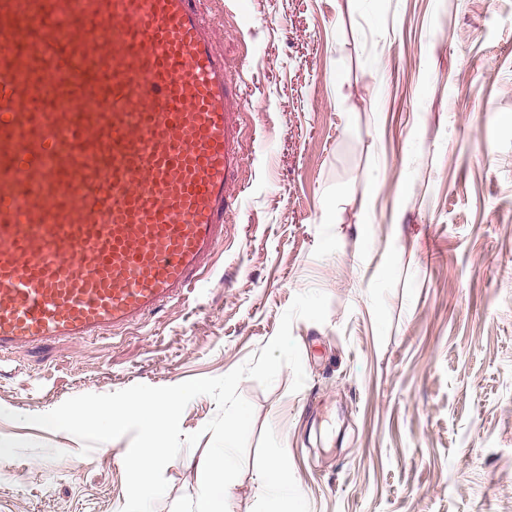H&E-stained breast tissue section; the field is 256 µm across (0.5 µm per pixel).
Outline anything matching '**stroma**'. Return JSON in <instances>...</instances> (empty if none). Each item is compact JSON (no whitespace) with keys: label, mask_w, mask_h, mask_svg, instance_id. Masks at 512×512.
I'll return each mask as SVG.
<instances>
[{"label":"stroma","mask_w":512,"mask_h":512,"mask_svg":"<svg viewBox=\"0 0 512 512\" xmlns=\"http://www.w3.org/2000/svg\"><path fill=\"white\" fill-rule=\"evenodd\" d=\"M234 82L239 187L196 299L94 340L0 360V408L225 375L297 293L306 383L246 378L254 408L229 512H276L271 459L301 512H512V0H198ZM217 412L206 395L180 426ZM0 512H121L129 437L0 418ZM155 512L200 490L172 462ZM258 484L266 494L276 497L281 506V512L294 511L288 510V502L291 509L297 507L299 497L288 494V487L282 481L279 459H273L262 469L258 475Z\"/></svg>","instance_id":"1"}]
</instances>
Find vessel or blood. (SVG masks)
I'll return each mask as SVG.
<instances>
[{
  "mask_svg": "<svg viewBox=\"0 0 512 512\" xmlns=\"http://www.w3.org/2000/svg\"><path fill=\"white\" fill-rule=\"evenodd\" d=\"M241 98L197 0H0V357L200 287Z\"/></svg>",
  "mask_w": 512,
  "mask_h": 512,
  "instance_id": "obj_1",
  "label": "vessel or blood"
}]
</instances>
